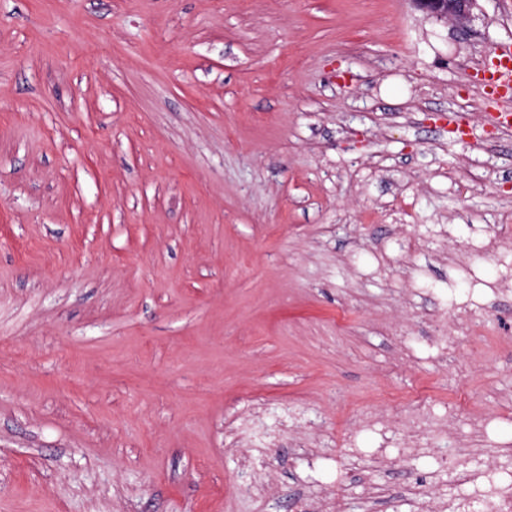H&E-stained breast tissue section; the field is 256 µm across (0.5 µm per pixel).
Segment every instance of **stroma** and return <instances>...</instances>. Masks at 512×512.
Segmentation results:
<instances>
[{"label": "stroma", "instance_id": "1", "mask_svg": "<svg viewBox=\"0 0 512 512\" xmlns=\"http://www.w3.org/2000/svg\"><path fill=\"white\" fill-rule=\"evenodd\" d=\"M506 44L512 0H0V512H444L512 473ZM421 401L457 417L396 457ZM409 2L428 16L463 22L470 17L477 0H411ZM492 64L484 73L482 88L489 100L490 119L505 130L512 128V45L500 46L491 54ZM509 103L505 107L503 104Z\"/></svg>", "mask_w": 512, "mask_h": 512}]
</instances>
